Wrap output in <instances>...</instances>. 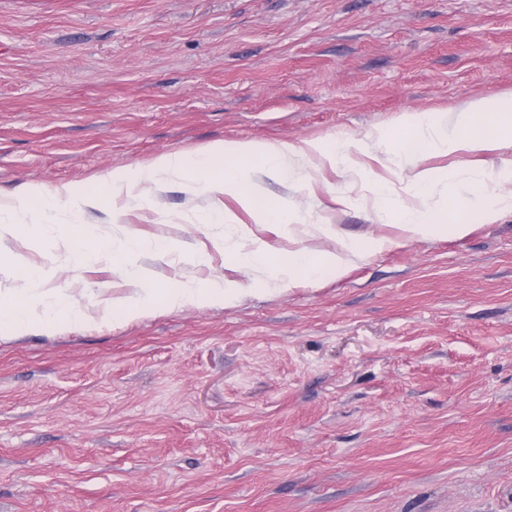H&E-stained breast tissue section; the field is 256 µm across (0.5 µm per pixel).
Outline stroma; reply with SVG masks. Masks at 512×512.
Wrapping results in <instances>:
<instances>
[{"mask_svg": "<svg viewBox=\"0 0 512 512\" xmlns=\"http://www.w3.org/2000/svg\"><path fill=\"white\" fill-rule=\"evenodd\" d=\"M490 95L512 96V0H0V200L29 198L0 215V290L87 314L0 339V512H512V211L463 204L466 173L501 158L424 155L460 176L427 205L471 230L409 239L393 136L410 112L458 135L457 108ZM308 139L351 143L355 165L255 172L289 226L171 179L85 210L75 250L72 209L47 221L37 201L164 152ZM305 223L391 245L343 276L168 309L167 288L247 277L240 230L275 260L333 247ZM131 238L154 303L127 320L109 255Z\"/></svg>", "mask_w": 512, "mask_h": 512, "instance_id": "stroma-1", "label": "stroma"}]
</instances>
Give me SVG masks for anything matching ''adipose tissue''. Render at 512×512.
I'll list each match as a JSON object with an SVG mask.
<instances>
[{
  "mask_svg": "<svg viewBox=\"0 0 512 512\" xmlns=\"http://www.w3.org/2000/svg\"><path fill=\"white\" fill-rule=\"evenodd\" d=\"M480 114L492 115L493 127L479 124L476 117ZM458 122L464 132L460 140L449 137L447 114H405L399 124L402 144L407 148L416 147L421 153L446 154L454 151L463 141L472 151L507 156V163L494 176H486L481 170L471 171L470 180L481 183L482 188L468 200L467 206L471 211L489 217L512 211V97L492 95L473 100L460 109ZM310 156L332 167L348 166L353 162L350 145L341 141L330 148L318 140L300 145L259 141L219 142L202 154L168 152L146 164L117 169L98 180L63 188L56 196L44 199L42 207L47 212L64 204L76 210L97 207L138 189L145 192L160 189L166 178L187 177L191 180V191L196 194L231 196L252 215L256 223L279 224L284 219L283 211L270 206L264 198L254 193L248 177V164L252 159H262L267 169L287 179L295 176L298 162ZM443 177L442 171L429 167L419 168L415 172L412 178L414 199L402 208L400 214V227L408 236L428 237L450 231L463 236L469 232L470 227L466 224L447 226L444 214L425 203V194ZM388 244V239L379 238L365 247L340 238L335 248L321 251L317 258L297 251L289 256L286 263L275 266L270 261L264 242L251 236L247 239L245 264L255 270L268 271L271 286L277 291L281 287L295 285L301 275L313 280L325 270L344 273L363 259L368 250H380ZM112 269L119 273L123 286L130 289L129 294L113 298V310L126 318L143 314L151 304L152 292L141 287L142 274L131 265L128 253H113ZM250 291L248 282L217 279L206 288L182 286L172 289L166 294V302L172 310L188 303L204 306L221 302L228 305ZM85 317V311L70 301L42 304L24 294L0 292L2 336L34 327L51 328L62 320L77 324Z\"/></svg>",
  "mask_w": 512,
  "mask_h": 512,
  "instance_id": "adipose-tissue-1",
  "label": "adipose tissue"
}]
</instances>
